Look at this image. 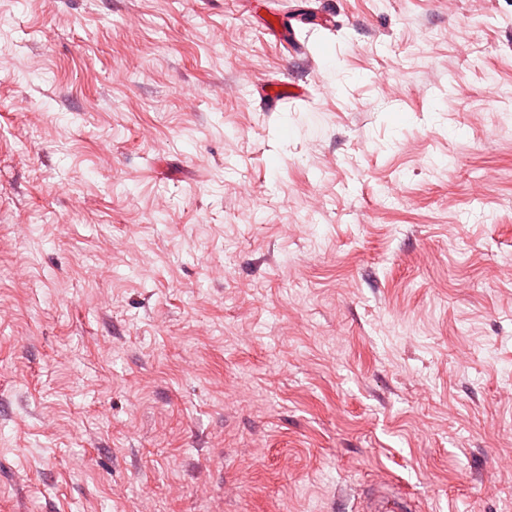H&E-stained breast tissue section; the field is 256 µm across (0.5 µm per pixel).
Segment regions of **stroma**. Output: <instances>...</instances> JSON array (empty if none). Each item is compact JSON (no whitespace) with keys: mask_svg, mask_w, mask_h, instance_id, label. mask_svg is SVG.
<instances>
[{"mask_svg":"<svg viewBox=\"0 0 512 512\" xmlns=\"http://www.w3.org/2000/svg\"><path fill=\"white\" fill-rule=\"evenodd\" d=\"M382 493L512 512V0H0V512Z\"/></svg>","mask_w":512,"mask_h":512,"instance_id":"35a3bbf8","label":"stroma"}]
</instances>
